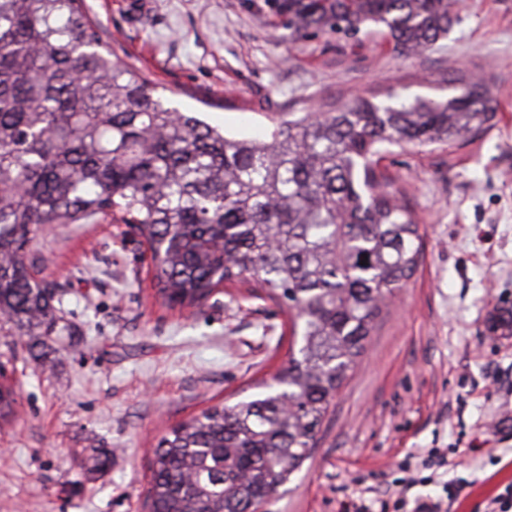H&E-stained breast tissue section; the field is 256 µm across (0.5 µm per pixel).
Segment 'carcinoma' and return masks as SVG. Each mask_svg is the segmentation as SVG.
Masks as SVG:
<instances>
[{"mask_svg":"<svg viewBox=\"0 0 512 512\" xmlns=\"http://www.w3.org/2000/svg\"><path fill=\"white\" fill-rule=\"evenodd\" d=\"M296 34L387 32L434 46L448 0H276ZM488 90L446 99H359L237 138L163 105L156 84L102 49L82 0H0V315L14 335L53 332L55 292L21 254L41 224L112 217L160 250L167 302L196 306L222 283L296 312L297 354L268 391L173 427L154 450L150 512H253L310 448L387 301L418 267L420 227L386 191L402 143L464 144L493 126ZM367 264H361V261ZM16 394L0 387V418Z\"/></svg>","mask_w":512,"mask_h":512,"instance_id":"1","label":"carcinoma"}]
</instances>
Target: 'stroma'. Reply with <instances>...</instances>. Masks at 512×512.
<instances>
[{"label": "stroma", "mask_w": 512, "mask_h": 512, "mask_svg": "<svg viewBox=\"0 0 512 512\" xmlns=\"http://www.w3.org/2000/svg\"><path fill=\"white\" fill-rule=\"evenodd\" d=\"M84 0L118 60L170 107L237 137L292 112L359 97H448L482 78L495 126L463 146L406 144L381 165L421 225L415 274L389 301L308 459L263 512H337L370 487L406 497L460 487L471 512L512 482V0H457L459 19L419 54L383 31L291 32L273 0ZM35 278L66 292L49 336L0 333V512H147L158 441L208 407L261 392L296 349L286 310L237 284L195 309L158 295L144 237L127 225L43 224L24 247ZM108 469L88 473L92 449ZM440 449L447 467L421 465ZM418 481L403 487L402 478Z\"/></svg>", "instance_id": "obj_1"}]
</instances>
